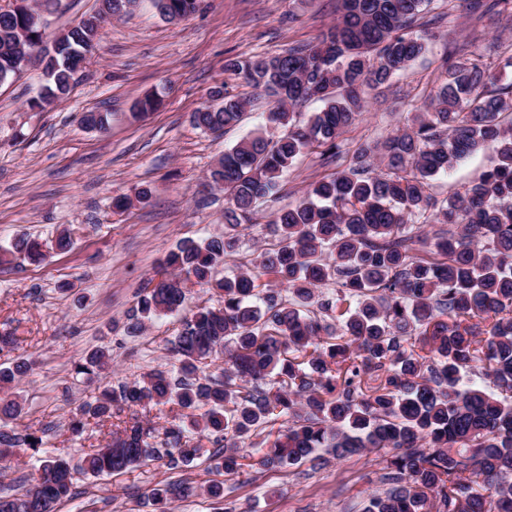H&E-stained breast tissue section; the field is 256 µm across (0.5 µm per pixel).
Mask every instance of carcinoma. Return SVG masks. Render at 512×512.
Returning <instances> with one entry per match:
<instances>
[{
  "label": "carcinoma",
  "mask_w": 512,
  "mask_h": 512,
  "mask_svg": "<svg viewBox=\"0 0 512 512\" xmlns=\"http://www.w3.org/2000/svg\"><path fill=\"white\" fill-rule=\"evenodd\" d=\"M132 0H99L95 13L59 35L51 52L27 0L0 8V76L8 81L21 57L36 56L45 85L30 106L43 109L68 94L71 80L95 50L105 15H121ZM433 0H339L336 22L314 43L287 51L230 60L226 67L272 103L268 121L284 128L273 140L253 133L224 152L207 185L224 189V232L183 240L168 252L162 278L138 300L127 332L145 320L181 312L186 284L211 287L218 305L181 318L173 341L178 377L155 370L131 384L105 389L80 407L71 423L84 426L126 408L174 404L189 410L188 424L165 429V448L149 443L155 428L137 413L122 421L115 442L95 448L80 465L45 455L15 492L0 494V512H54L77 496L76 474L119 476L162 461L181 470L207 454L208 470L234 475L245 449L260 448L263 467L288 468L370 448L392 451L385 480L364 512H512V80L466 53L444 62L445 79L412 123L374 145L357 149L350 165L311 183L270 221L277 248L262 254L273 282L291 293L265 289L252 304L257 277L224 278L218 267L253 223L258 203L274 193L303 153L340 160L341 137L364 112L369 94L391 84L424 54L421 20ZM167 20L195 13L199 0H153ZM512 0H470L484 15ZM192 114L195 126L221 134L239 125L251 100L210 92ZM316 99L308 119L296 108ZM81 123L105 130L109 115L85 112ZM490 148L497 163L463 191L438 203L426 194L469 155ZM439 225L432 236L411 225ZM428 256L418 254V247ZM43 262L42 245L18 237L3 255ZM334 279L336 296L319 288ZM317 305L336 325L310 315ZM493 317L480 337L474 319ZM225 359L224 380L206 373ZM99 348L74 365L91 381L108 366ZM31 369L17 359L0 367V459L45 445L38 431H18L22 407L9 390ZM479 369L496 391L461 385V372ZM287 426L269 431L281 417ZM267 431L260 442L252 438ZM212 448L203 450L202 441ZM187 479L161 481L147 493L159 512L191 496Z\"/></svg>",
  "instance_id": "cac0c4a2"
}]
</instances>
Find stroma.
<instances>
[{
	"instance_id": "obj_1",
	"label": "stroma",
	"mask_w": 512,
	"mask_h": 512,
	"mask_svg": "<svg viewBox=\"0 0 512 512\" xmlns=\"http://www.w3.org/2000/svg\"><path fill=\"white\" fill-rule=\"evenodd\" d=\"M444 16L428 53L384 92L370 100L359 122L343 135L342 164L362 145L385 140L410 123L416 107L441 82L442 60L458 49L494 66L512 56V17L473 23L464 0H433ZM336 19V0H202L178 21L159 15L151 0L107 20L95 51L74 76L70 95L43 111L30 109L42 84L38 67L0 85V248L25 234L48 254L36 266L23 260L0 266V333L18 338L15 353L33 364L14 392L23 411L18 429L44 431L46 450L79 464L90 447L105 443L111 422L73 437L67 423L83 402L106 388L131 383L154 370L172 369L175 315L159 316L137 336L126 325L138 294L156 278L165 254L182 239L224 230L223 190L205 189L208 170L250 132L281 135L267 123L268 99L227 70L231 59L274 55L320 38ZM223 85L252 99L244 121L224 134L203 131L192 112ZM157 95L159 107L133 118L137 100ZM110 113L107 130L86 128V111ZM492 150L478 151L431 181L438 200L463 190L490 167ZM317 154L296 160L278 194L260 206L254 225L242 230L225 272L251 269L268 283L261 255L275 245L267 222L295 202L309 184L328 174ZM149 189L140 199L141 189ZM128 199L125 210L112 206ZM70 231V252L55 249ZM98 347L112 359L93 382L74 374V364ZM386 455L364 452L305 462L290 468H243L224 479L223 502L196 492L175 512H363L368 494L385 491ZM205 458L186 471L152 462L114 477L79 475L78 497L57 512H153L146 499L157 482L186 475L208 480Z\"/></svg>"
}]
</instances>
